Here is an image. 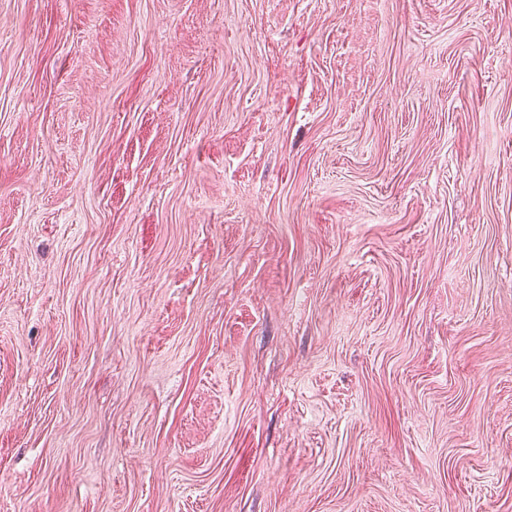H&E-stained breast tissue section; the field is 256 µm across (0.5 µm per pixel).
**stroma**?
Instances as JSON below:
<instances>
[{"label": "stroma", "instance_id": "1", "mask_svg": "<svg viewBox=\"0 0 512 512\" xmlns=\"http://www.w3.org/2000/svg\"><path fill=\"white\" fill-rule=\"evenodd\" d=\"M0 512H512V0H0Z\"/></svg>", "mask_w": 512, "mask_h": 512}]
</instances>
